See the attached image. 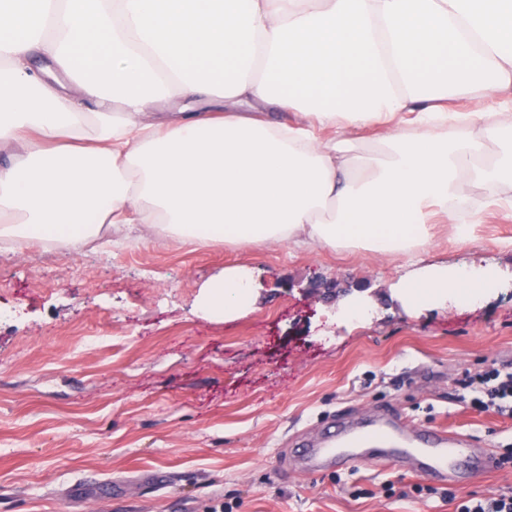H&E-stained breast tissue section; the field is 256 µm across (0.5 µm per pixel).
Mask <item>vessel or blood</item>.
<instances>
[{
    "instance_id": "vessel-or-blood-1",
    "label": "vessel or blood",
    "mask_w": 512,
    "mask_h": 512,
    "mask_svg": "<svg viewBox=\"0 0 512 512\" xmlns=\"http://www.w3.org/2000/svg\"><path fill=\"white\" fill-rule=\"evenodd\" d=\"M391 410H378L369 429L337 416L320 439L295 449L294 456L312 473L358 462L392 466L410 465L423 478L451 485L474 481L494 471L496 460L484 448L474 447L460 435L439 427L405 433Z\"/></svg>"
}]
</instances>
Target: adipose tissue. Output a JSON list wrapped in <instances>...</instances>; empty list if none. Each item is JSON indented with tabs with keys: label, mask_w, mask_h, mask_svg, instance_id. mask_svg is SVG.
<instances>
[{
	"label": "adipose tissue",
	"mask_w": 512,
	"mask_h": 512,
	"mask_svg": "<svg viewBox=\"0 0 512 512\" xmlns=\"http://www.w3.org/2000/svg\"><path fill=\"white\" fill-rule=\"evenodd\" d=\"M1 52L0 147L31 144L0 169V240L78 248L101 225L141 224L384 255L423 245L438 217L468 238L453 208L467 185L512 209V0H0ZM476 93L487 112L449 110ZM159 100L170 115L146 121ZM370 127L384 135L368 159L315 134ZM500 283L424 264L394 293L417 313ZM255 301L252 269L231 266L198 310L226 320Z\"/></svg>",
	"instance_id": "obj_1"
}]
</instances>
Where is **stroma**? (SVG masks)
I'll use <instances>...</instances> for the list:
<instances>
[{"label": "stroma", "instance_id": "stroma-1", "mask_svg": "<svg viewBox=\"0 0 512 512\" xmlns=\"http://www.w3.org/2000/svg\"><path fill=\"white\" fill-rule=\"evenodd\" d=\"M138 230L113 225L111 244L77 251L0 248V512H454L414 495L411 470L315 475L292 470L288 450L335 415L380 407L496 454L512 446V418L471 408L459 383L490 364L512 372L511 210L479 206L466 240L433 226L425 263L504 280L482 304L419 313L391 297L401 254ZM235 265L254 269L256 307L200 317L201 286ZM359 293L376 303L368 321L328 323ZM155 469L166 483L146 478Z\"/></svg>", "mask_w": 512, "mask_h": 512}]
</instances>
